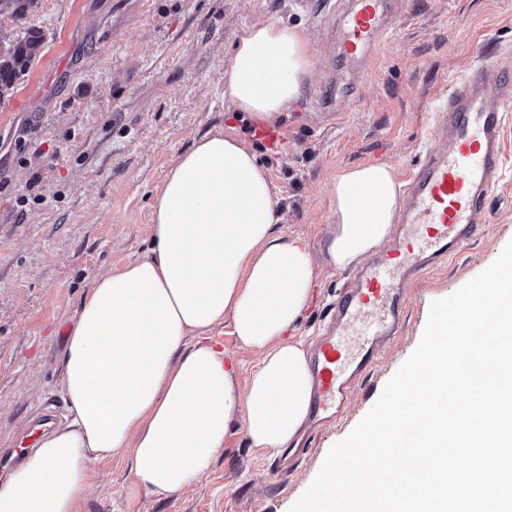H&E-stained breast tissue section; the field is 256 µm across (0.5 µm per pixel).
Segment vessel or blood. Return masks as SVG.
Instances as JSON below:
<instances>
[{
  "label": "vessel or blood",
  "mask_w": 512,
  "mask_h": 512,
  "mask_svg": "<svg viewBox=\"0 0 512 512\" xmlns=\"http://www.w3.org/2000/svg\"><path fill=\"white\" fill-rule=\"evenodd\" d=\"M396 0H349L336 15L337 55L362 64L385 34ZM512 110V67L486 59L454 85L437 109L442 146L426 151L404 188L401 231L371 257L333 305L334 326L312 355V414L339 416L381 345L402 327L407 290L481 235L490 186L501 170V132ZM41 408L24 433L0 448V469L18 464L57 423Z\"/></svg>",
  "instance_id": "b4317fda"
}]
</instances>
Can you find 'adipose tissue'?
Instances as JSON below:
<instances>
[{
	"mask_svg": "<svg viewBox=\"0 0 512 512\" xmlns=\"http://www.w3.org/2000/svg\"><path fill=\"white\" fill-rule=\"evenodd\" d=\"M313 69L305 34L253 24L236 42L224 96L274 121ZM333 266L378 249L399 210L391 166L343 170L333 184ZM271 183L254 153L222 134L200 139L171 166L152 211V250L100 276L77 314L61 387L71 419L30 449L0 484V512H76L92 466L129 460L131 491L166 497L194 485L242 421L252 447L281 453L311 415L314 377L290 339L311 302L315 262L283 240ZM230 321L261 361L245 388L207 334Z\"/></svg>",
	"mask_w": 512,
	"mask_h": 512,
	"instance_id": "obj_1",
	"label": "adipose tissue"
}]
</instances>
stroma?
<instances>
[{
	"mask_svg": "<svg viewBox=\"0 0 512 512\" xmlns=\"http://www.w3.org/2000/svg\"><path fill=\"white\" fill-rule=\"evenodd\" d=\"M267 21L299 26L314 60L301 96L275 122L285 134L276 148L255 138L224 98L238 36ZM28 23L45 41L0 100V447L36 407L69 412L58 327L73 324L98 276L148 253L154 200L174 160L199 139L222 133L255 153L279 202L277 232L302 238L312 253L318 277L297 329L309 343L345 281L326 252L336 174L387 164L406 183L436 107L479 54L512 66V0H404L369 69L340 66L356 87L333 117L313 96L336 44L304 0H38ZM62 59L65 73L50 80ZM503 142L505 167L482 234L409 289L403 332L360 380L345 414L313 432L290 474L277 476L279 455L251 447L238 421L193 487L130 497L128 463L115 457L94 465L78 512H288L418 346L432 302L489 267L512 240V118ZM210 335L247 380L258 354L231 324Z\"/></svg>",
	"mask_w": 512,
	"mask_h": 512,
	"instance_id": "obj_1",
	"label": "stroma"
}]
</instances>
